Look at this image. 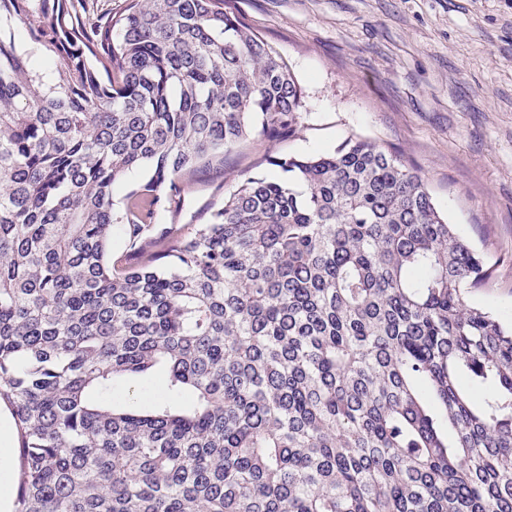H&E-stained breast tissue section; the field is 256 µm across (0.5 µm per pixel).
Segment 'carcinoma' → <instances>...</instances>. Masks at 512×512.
<instances>
[{
    "mask_svg": "<svg viewBox=\"0 0 512 512\" xmlns=\"http://www.w3.org/2000/svg\"><path fill=\"white\" fill-rule=\"evenodd\" d=\"M302 106L224 0L104 23L0 0L12 512H512V327L469 303L492 266L400 155L268 156L177 221ZM156 375L160 398L115 394Z\"/></svg>",
    "mask_w": 512,
    "mask_h": 512,
    "instance_id": "cac0c4a2",
    "label": "carcinoma"
}]
</instances>
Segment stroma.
I'll return each mask as SVG.
<instances>
[{
	"label": "stroma",
	"mask_w": 512,
	"mask_h": 512,
	"mask_svg": "<svg viewBox=\"0 0 512 512\" xmlns=\"http://www.w3.org/2000/svg\"><path fill=\"white\" fill-rule=\"evenodd\" d=\"M304 92L293 136L237 147L188 189L204 223L265 156L359 136L396 151L493 267L470 303L512 323V0H230Z\"/></svg>",
	"instance_id": "obj_1"
}]
</instances>
